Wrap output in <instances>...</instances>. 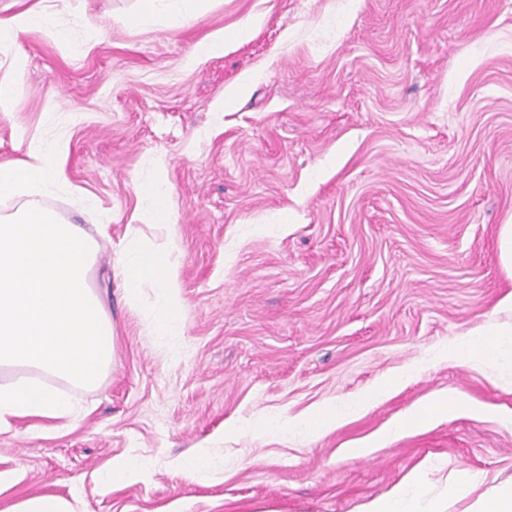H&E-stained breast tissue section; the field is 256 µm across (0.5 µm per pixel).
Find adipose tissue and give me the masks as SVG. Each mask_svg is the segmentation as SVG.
Returning a JSON list of instances; mask_svg holds the SVG:
<instances>
[{
	"label": "adipose tissue",
	"instance_id": "adipose-tissue-1",
	"mask_svg": "<svg viewBox=\"0 0 512 512\" xmlns=\"http://www.w3.org/2000/svg\"><path fill=\"white\" fill-rule=\"evenodd\" d=\"M191 0H139L134 18L137 25L148 26L157 18H165L170 27L180 28L194 18L189 9ZM56 0H37L28 10L0 20V47L12 42L14 36L28 29H39L55 39H66L67 33L54 22ZM119 274L123 294L128 302H137L143 285L157 290L160 313L152 323L157 336L173 335L178 325L177 314L182 308L178 269L173 247L152 248L146 246L138 228L129 227L119 257ZM512 335V324L486 323L470 332L458 344L450 358L454 361H475L487 367H495L498 346L502 337ZM388 393L387 386L377 385L368 392L349 401L344 409L326 408L314 416L298 420V427L316 432L336 426L345 412H358L382 400ZM425 476L411 473L406 484L395 486L386 495L366 503L362 512H442V504H455L469 498L465 512H512V482L490 485L478 495H471L469 488L456 481L446 482L437 498L428 500L423 494Z\"/></svg>",
	"mask_w": 512,
	"mask_h": 512
}]
</instances>
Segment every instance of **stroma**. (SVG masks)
Masks as SVG:
<instances>
[{
	"label": "stroma",
	"mask_w": 512,
	"mask_h": 512,
	"mask_svg": "<svg viewBox=\"0 0 512 512\" xmlns=\"http://www.w3.org/2000/svg\"><path fill=\"white\" fill-rule=\"evenodd\" d=\"M200 8L174 31L133 25L138 0H63L69 40L23 31L0 50V74L20 73L0 163L66 130V185L41 201L95 241L90 285L118 331L108 374L69 391L76 421L0 431V512L40 495L82 512H360L427 463L431 498L451 473L512 481V425L491 417L346 453L441 389L512 409V336L495 384L444 358L488 318L512 323L496 309L512 292L496 248L512 221V0ZM221 34L223 54L192 56ZM158 175L164 226L144 192ZM131 224L177 246L178 335L150 334L152 286L124 298ZM395 373L399 389L337 428H257ZM198 454L193 480L180 463ZM121 457L146 478L107 483Z\"/></svg>",
	"instance_id": "1"
}]
</instances>
